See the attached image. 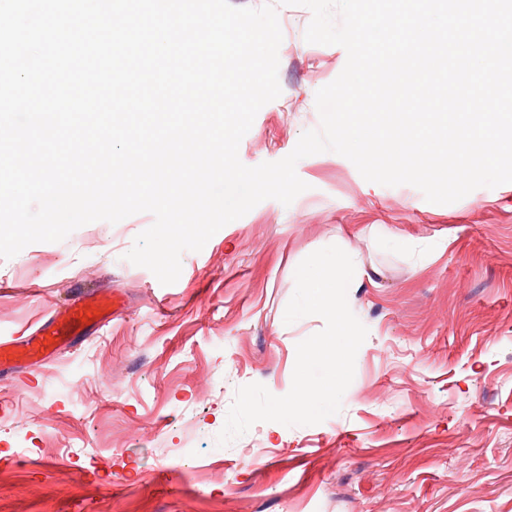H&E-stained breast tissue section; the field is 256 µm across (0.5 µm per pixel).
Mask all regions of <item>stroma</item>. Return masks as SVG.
Returning <instances> with one entry per match:
<instances>
[{
  "label": "stroma",
  "mask_w": 512,
  "mask_h": 512,
  "mask_svg": "<svg viewBox=\"0 0 512 512\" xmlns=\"http://www.w3.org/2000/svg\"><path fill=\"white\" fill-rule=\"evenodd\" d=\"M267 1L282 93L239 145L250 167L319 128L316 92L347 61L305 41L308 8L231 0ZM296 172L307 191L184 252L170 285L126 258L149 213L0 260L2 341L88 288L122 299L61 353L0 370V512H512V183L438 205L334 152ZM333 244L363 264L347 299L368 329L340 411L218 446L239 387L287 394L297 344L325 326L285 324L292 272Z\"/></svg>",
  "instance_id": "35a3bbf8"
}]
</instances>
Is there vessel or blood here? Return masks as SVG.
Returning a JSON list of instances; mask_svg holds the SVG:
<instances>
[{
  "label": "vessel or blood",
  "instance_id": "obj_1",
  "mask_svg": "<svg viewBox=\"0 0 512 512\" xmlns=\"http://www.w3.org/2000/svg\"><path fill=\"white\" fill-rule=\"evenodd\" d=\"M109 304L108 296L92 291L77 297L64 309L53 310L36 334L25 337L20 348L0 343V366L9 365L20 352L40 360L60 352L88 325L103 324L108 317Z\"/></svg>",
  "mask_w": 512,
  "mask_h": 512
}]
</instances>
